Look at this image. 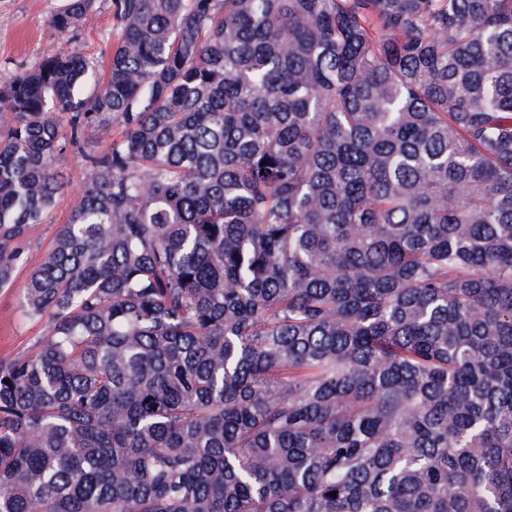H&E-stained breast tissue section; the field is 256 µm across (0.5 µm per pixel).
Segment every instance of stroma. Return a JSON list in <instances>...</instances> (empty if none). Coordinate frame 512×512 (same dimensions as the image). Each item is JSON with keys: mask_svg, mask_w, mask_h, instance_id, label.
<instances>
[{"mask_svg": "<svg viewBox=\"0 0 512 512\" xmlns=\"http://www.w3.org/2000/svg\"><path fill=\"white\" fill-rule=\"evenodd\" d=\"M65 0H0V75L22 72L35 66L47 49L81 54L107 69L109 48L121 36V24L112 0H91L74 33L53 35L50 16ZM69 220L67 205L58 206L47 223L33 225L26 238L27 261L12 287L0 291V358L25 353L35 338L46 332V320L26 317L20 295L27 275L37 268L58 228Z\"/></svg>", "mask_w": 512, "mask_h": 512, "instance_id": "stroma-1", "label": "stroma"}]
</instances>
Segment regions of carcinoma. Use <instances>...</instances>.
Instances as JSON below:
<instances>
[{"instance_id":"cac0c4a2","label":"carcinoma","mask_w":512,"mask_h":512,"mask_svg":"<svg viewBox=\"0 0 512 512\" xmlns=\"http://www.w3.org/2000/svg\"><path fill=\"white\" fill-rule=\"evenodd\" d=\"M112 6L0 77V512H512V0ZM55 170L61 176L68 197L77 195L82 188L85 173L80 154L71 149L60 154L55 162ZM69 208L58 206L45 224H34L26 238L27 261L19 271L11 288L0 291V358H12L25 353L35 338L43 336L47 319L33 320L26 317L20 306V295L27 275L37 268L58 228L67 224Z\"/></svg>"}]
</instances>
